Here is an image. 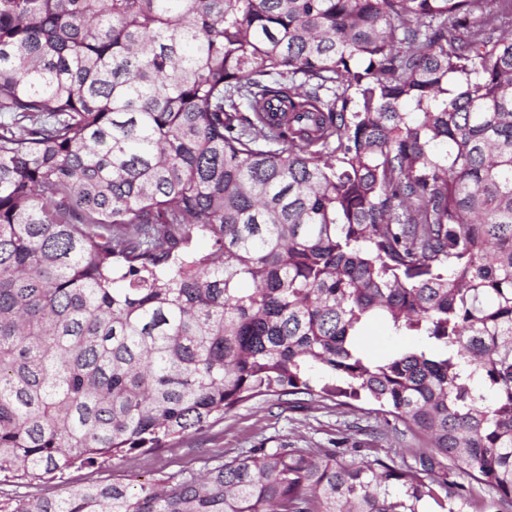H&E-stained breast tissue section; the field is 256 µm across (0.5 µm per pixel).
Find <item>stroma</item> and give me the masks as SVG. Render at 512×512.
<instances>
[{"mask_svg": "<svg viewBox=\"0 0 512 512\" xmlns=\"http://www.w3.org/2000/svg\"><path fill=\"white\" fill-rule=\"evenodd\" d=\"M252 448H331L348 462L377 456L407 465L418 460L417 441L375 404L360 401L347 406L335 400L291 404L260 396L241 403L220 422L189 432L166 451L136 452L112 459L101 470H71L67 478L73 485L95 480L143 483L188 468L197 470L208 458L230 457Z\"/></svg>", "mask_w": 512, "mask_h": 512, "instance_id": "stroma-1", "label": "stroma"}]
</instances>
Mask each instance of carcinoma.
Segmentation results:
<instances>
[{
	"instance_id": "obj_1",
	"label": "carcinoma",
	"mask_w": 512,
	"mask_h": 512,
	"mask_svg": "<svg viewBox=\"0 0 512 512\" xmlns=\"http://www.w3.org/2000/svg\"><path fill=\"white\" fill-rule=\"evenodd\" d=\"M490 2L0 0V477L167 448L255 397L365 399L512 512ZM375 320L422 346L367 357ZM434 470L258 448L0 512H481Z\"/></svg>"
}]
</instances>
